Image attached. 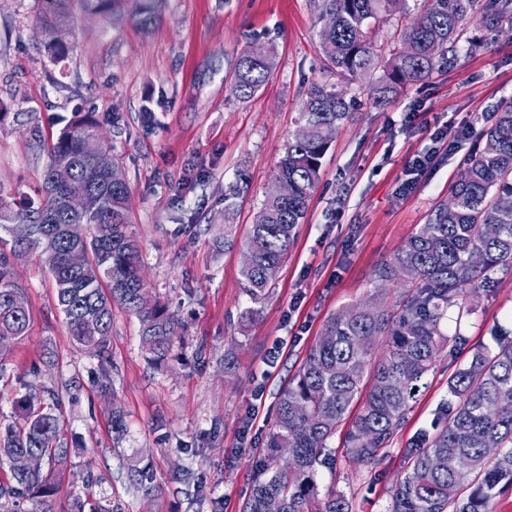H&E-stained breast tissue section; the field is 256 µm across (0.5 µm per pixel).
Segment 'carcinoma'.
<instances>
[{
  "mask_svg": "<svg viewBox=\"0 0 512 512\" xmlns=\"http://www.w3.org/2000/svg\"><path fill=\"white\" fill-rule=\"evenodd\" d=\"M163 3L39 0L34 29L50 61L59 65L73 52L70 21L75 11L114 21L128 18L149 30L159 21ZM400 3L318 0L320 14L336 19L322 48L337 82H315L307 92L298 129L250 226L247 252L252 262L241 271L252 303L242 314L248 323L260 316L269 283L305 218L330 147L327 134L352 109L347 86L376 69L383 71V94L413 85L454 60L473 16L491 31L512 20V0H418L413 20L399 29L398 46L384 60L375 33L390 22ZM274 65L271 48L257 57L244 52L233 76L235 96L253 97ZM117 121L113 113L75 112L49 142L39 125L28 127L31 141L46 150L48 163L32 194L0 186V350L26 336L31 321L30 309L14 307V297L25 293L11 260L38 250L56 255L49 272L71 341L100 361H107L114 301L137 318L142 347L152 361L167 359L182 336V322L145 288L140 247L129 232V188L106 178L114 162L111 148L98 143L97 134L102 124ZM284 180L292 187L286 197L278 191ZM75 192L90 201L82 214L64 207L66 196ZM449 196L376 271L381 282H409L412 291L391 312L380 304L369 316L355 306L333 317L280 391L242 512H267L272 498L280 501L281 512H350L344 494L332 488L320 493L316 476L318 467L334 464L330 442L351 406L363 400L347 434L346 454L373 464L403 424L447 341L440 323L448 310L470 313V297L498 269L512 266V103L496 108L482 145L467 159ZM13 224L27 225L26 235H12ZM75 249L86 255L77 267L70 264ZM14 406L16 422L0 429V463H9L16 481L0 484L3 512H14L17 498L26 493L36 498L56 493L51 476L27 469V456L40 454L55 465L69 454L60 440L59 396L52 393L47 402L25 395ZM443 414L435 433L419 434L406 449L407 466L392 490L390 512H490L493 491L504 480L512 482V337L477 349L448 378Z\"/></svg>",
  "mask_w": 512,
  "mask_h": 512,
  "instance_id": "1",
  "label": "carcinoma"
}]
</instances>
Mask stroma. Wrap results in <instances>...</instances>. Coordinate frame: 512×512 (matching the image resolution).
Instances as JSON below:
<instances>
[{"instance_id":"1","label":"stroma","mask_w":512,"mask_h":512,"mask_svg":"<svg viewBox=\"0 0 512 512\" xmlns=\"http://www.w3.org/2000/svg\"><path fill=\"white\" fill-rule=\"evenodd\" d=\"M38 8V0H0V184L35 189L47 162L13 113H34L47 136L75 112L118 113V124L100 133L129 187L142 275L185 331L165 361L149 362L136 317L113 304L111 360L100 362L71 341L44 256L15 261L31 323L27 336L0 351V424L12 422L15 397L58 391L72 450L56 494L44 505L25 497L17 512H72L88 498L112 512H241L282 386L332 316L376 296L390 304L407 291L404 283L379 285L376 268L447 200L487 126L485 113L512 102V23L493 31L471 24L484 46L389 92L384 107L371 100L375 74L353 83L357 107L323 159L259 320L248 324L241 269L249 226L312 82L331 78L317 0H165L148 33L78 13L74 51L61 68L33 29ZM254 48L274 49L275 67L243 101L232 94L231 76ZM146 107L149 129L141 123ZM444 126L475 132L434 148L431 135ZM431 148L432 165L412 192L399 193L408 160ZM233 185L239 195L228 219L224 193ZM472 305L466 320L452 312L442 320L449 342L378 461L348 457L336 435V463L319 468L320 490L344 494L352 512H387L404 450L440 416L449 376L478 348L494 346L495 333L512 331V266L498 270ZM228 351L238 358L232 373L224 370ZM116 408L126 422L121 434L112 430ZM132 462L148 468L153 491L130 481Z\"/></svg>"}]
</instances>
